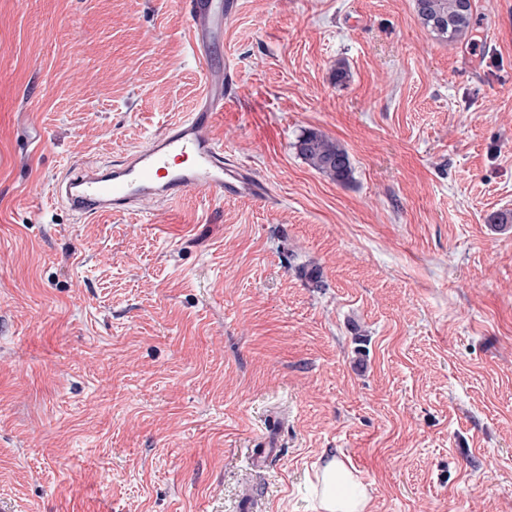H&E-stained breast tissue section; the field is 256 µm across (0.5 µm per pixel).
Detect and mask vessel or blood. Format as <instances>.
<instances>
[{
  "mask_svg": "<svg viewBox=\"0 0 512 512\" xmlns=\"http://www.w3.org/2000/svg\"><path fill=\"white\" fill-rule=\"evenodd\" d=\"M184 7L192 22L193 52L206 66L205 97L189 118L168 124L145 150L86 165L57 181L54 195L72 213L128 212L145 201L172 200L192 189L223 197L266 196V184L251 169L225 163L224 147L212 135L217 115L231 100L236 71L228 61L216 73L208 65L238 0H184Z\"/></svg>",
  "mask_w": 512,
  "mask_h": 512,
  "instance_id": "vessel-or-blood-1",
  "label": "vessel or blood"
}]
</instances>
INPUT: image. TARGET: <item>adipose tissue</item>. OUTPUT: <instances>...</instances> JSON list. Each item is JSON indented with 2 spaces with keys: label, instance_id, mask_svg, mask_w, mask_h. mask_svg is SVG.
I'll use <instances>...</instances> for the list:
<instances>
[{
  "label": "adipose tissue",
  "instance_id": "ef3b65f1",
  "mask_svg": "<svg viewBox=\"0 0 512 512\" xmlns=\"http://www.w3.org/2000/svg\"><path fill=\"white\" fill-rule=\"evenodd\" d=\"M319 512H370L371 495L355 469L332 457L316 474Z\"/></svg>",
  "mask_w": 512,
  "mask_h": 512
}]
</instances>
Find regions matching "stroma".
I'll return each instance as SVG.
<instances>
[{
    "mask_svg": "<svg viewBox=\"0 0 512 512\" xmlns=\"http://www.w3.org/2000/svg\"><path fill=\"white\" fill-rule=\"evenodd\" d=\"M471 2L451 44L415 0H239L213 135L267 199L78 218L56 176L205 93L183 0H0V512H315L334 456L371 512H512V0ZM295 147L314 170L336 182H345L350 178V158L347 150L338 142L319 132L308 131L298 139Z\"/></svg>",
    "mask_w": 512,
    "mask_h": 512,
    "instance_id": "1",
    "label": "stroma"
}]
</instances>
